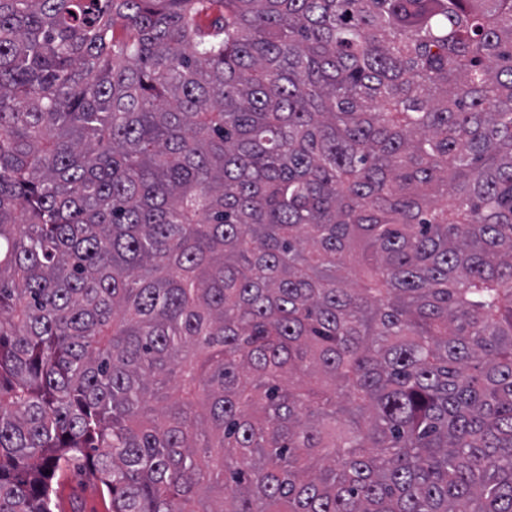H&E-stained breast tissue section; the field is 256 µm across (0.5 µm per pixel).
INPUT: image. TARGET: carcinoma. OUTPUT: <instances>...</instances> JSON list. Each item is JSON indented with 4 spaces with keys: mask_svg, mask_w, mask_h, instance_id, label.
<instances>
[{
    "mask_svg": "<svg viewBox=\"0 0 512 512\" xmlns=\"http://www.w3.org/2000/svg\"><path fill=\"white\" fill-rule=\"evenodd\" d=\"M512 512V0H0V512ZM56 499L55 512H108L107 503L103 496L91 485L85 483L84 475L79 469H74L65 477ZM67 500V510L61 506Z\"/></svg>",
    "mask_w": 512,
    "mask_h": 512,
    "instance_id": "carcinoma-1",
    "label": "carcinoma"
}]
</instances>
